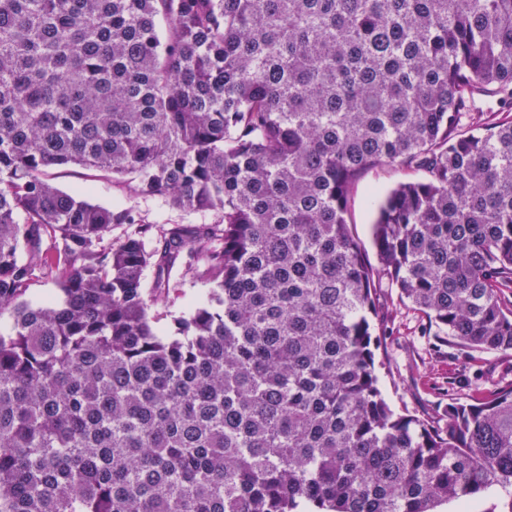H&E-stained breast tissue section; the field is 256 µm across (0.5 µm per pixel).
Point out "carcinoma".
Segmentation results:
<instances>
[{
	"label": "carcinoma",
	"instance_id": "1",
	"mask_svg": "<svg viewBox=\"0 0 512 512\" xmlns=\"http://www.w3.org/2000/svg\"><path fill=\"white\" fill-rule=\"evenodd\" d=\"M512 0H0V512H438L512 488V385L395 413L383 280L512 350ZM77 165L209 224L148 249ZM425 173L346 220L370 169ZM208 300L153 326L175 268ZM154 272V294L143 288ZM50 275L63 298L24 296Z\"/></svg>",
	"mask_w": 512,
	"mask_h": 512
}]
</instances>
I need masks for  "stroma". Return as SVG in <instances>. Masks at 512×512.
Instances as JSON below:
<instances>
[{
    "label": "stroma",
    "instance_id": "35a3bbf8",
    "mask_svg": "<svg viewBox=\"0 0 512 512\" xmlns=\"http://www.w3.org/2000/svg\"><path fill=\"white\" fill-rule=\"evenodd\" d=\"M46 174L61 190L80 194L91 203L108 208L135 206L142 222L156 232L174 224L211 221L210 216L185 213L158 198L133 199L124 185L94 171L66 165L51 167ZM422 178L419 172L377 168L368 171L354 187L347 221L369 261L377 259L371 226L379 203L397 183ZM210 291V284L194 281L185 269L175 271L168 305L153 309L155 328L167 335L175 334L176 319L188 316L206 301ZM377 301L390 316L375 329V361L383 395L396 412L436 422L450 399L466 397L477 389L512 384V351H476L464 357L454 343L428 335L425 319L409 303L401 302L395 289L381 286Z\"/></svg>",
    "mask_w": 512,
    "mask_h": 512
}]
</instances>
